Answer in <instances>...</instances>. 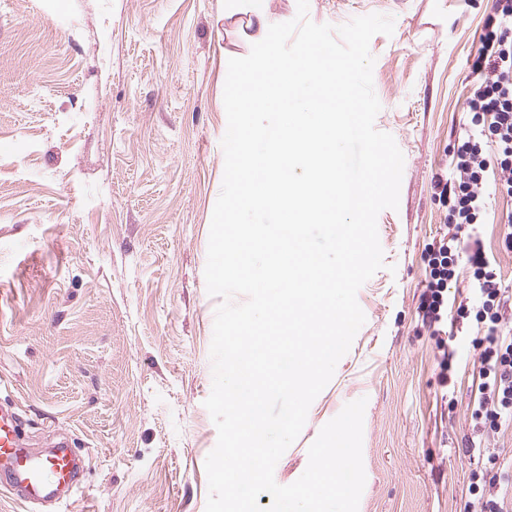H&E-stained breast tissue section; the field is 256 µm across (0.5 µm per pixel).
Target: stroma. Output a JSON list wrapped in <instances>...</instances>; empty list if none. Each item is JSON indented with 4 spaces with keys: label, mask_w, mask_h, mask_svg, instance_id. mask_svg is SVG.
Returning <instances> with one entry per match:
<instances>
[{
    "label": "stroma",
    "mask_w": 512,
    "mask_h": 512,
    "mask_svg": "<svg viewBox=\"0 0 512 512\" xmlns=\"http://www.w3.org/2000/svg\"><path fill=\"white\" fill-rule=\"evenodd\" d=\"M371 13L394 19L370 52L375 127L404 155L399 207L377 218L366 321L274 476L296 481L321 428L363 397L358 512H463L486 449L512 457V429H472L480 323L436 334L419 306L427 251L450 230L435 181L490 2L310 0L318 24ZM255 33L223 0H0V402L35 447L65 439L82 455L69 512H205L224 76ZM497 179L470 239L512 290Z\"/></svg>",
    "instance_id": "35a3bbf8"
}]
</instances>
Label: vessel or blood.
Listing matches in <instances>:
<instances>
[{
  "label": "vessel or blood",
  "instance_id": "b4317fda",
  "mask_svg": "<svg viewBox=\"0 0 512 512\" xmlns=\"http://www.w3.org/2000/svg\"><path fill=\"white\" fill-rule=\"evenodd\" d=\"M81 458L68 442L45 451L26 447L15 407L0 405V487L25 504L62 512L81 489Z\"/></svg>",
  "mask_w": 512,
  "mask_h": 512
}]
</instances>
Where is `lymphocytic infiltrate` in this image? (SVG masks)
Listing matches in <instances>:
<instances>
[{"instance_id": "f902f5d3", "label": "lymphocytic infiltrate", "mask_w": 512, "mask_h": 512, "mask_svg": "<svg viewBox=\"0 0 512 512\" xmlns=\"http://www.w3.org/2000/svg\"><path fill=\"white\" fill-rule=\"evenodd\" d=\"M472 80L460 130L450 148L447 178L438 180L439 196L448 203L447 223L454 234L435 242L428 254L429 275L420 315L430 328L448 318L447 288L456 276L459 259L472 270L475 305L459 304L458 318L475 317L483 326L477 376L479 396L471 418L476 425L497 432L512 426V324L506 306L512 298L481 250L464 253L461 229L482 223L486 212L484 185L490 168L500 173L498 192L512 199V0H493L480 46L471 64ZM487 469L473 472L465 512H512L508 497L486 498V486L512 482V473L491 472L495 453H488Z\"/></svg>"}]
</instances>
